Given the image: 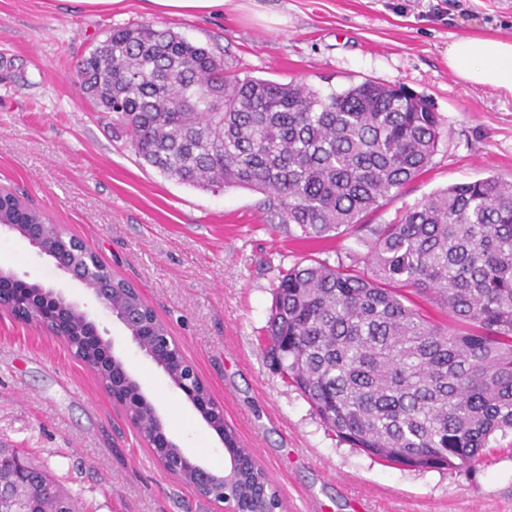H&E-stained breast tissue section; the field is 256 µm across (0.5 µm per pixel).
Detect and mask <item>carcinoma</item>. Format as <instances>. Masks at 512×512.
<instances>
[{"mask_svg":"<svg viewBox=\"0 0 512 512\" xmlns=\"http://www.w3.org/2000/svg\"><path fill=\"white\" fill-rule=\"evenodd\" d=\"M81 87L112 113L138 157L196 188L265 196L268 224L300 236H370L367 271L311 259L278 268L268 320L273 360L325 425L351 447L403 467L472 469L499 433L512 431V184L495 176L434 191L395 220L368 219L427 171L443 137L426 100L366 80L323 93L229 68L168 28H112L82 63ZM0 219L47 224L9 188ZM81 266L112 280L115 311L141 310L168 332L129 282L91 250ZM444 310L434 320L418 300ZM117 395L147 426L133 388ZM237 465L229 492L251 512L281 501L251 449L224 424ZM36 512L71 496L31 462L0 468Z\"/></svg>","mask_w":512,"mask_h":512,"instance_id":"cac0c4a2","label":"carcinoma"}]
</instances>
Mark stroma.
Returning <instances> with one entry per match:
<instances>
[{
	"instance_id": "1",
	"label": "stroma",
	"mask_w": 512,
	"mask_h": 512,
	"mask_svg": "<svg viewBox=\"0 0 512 512\" xmlns=\"http://www.w3.org/2000/svg\"><path fill=\"white\" fill-rule=\"evenodd\" d=\"M169 27L254 77L323 92L366 80L425 97L444 136L428 172L376 217L392 220L450 184L512 183V93L448 68L458 38L512 41V0H224L169 16L146 0H0V185L94 248L133 284L193 363L225 422L279 491L283 512H512V433L474 469H407L327 429L273 365L266 335L278 267L364 258L369 238L302 239L269 224L263 196L188 186L142 164L75 78L109 29ZM0 266L81 300L195 463L223 471L224 443L81 284L23 240ZM67 488L79 512H221L153 458L97 376L43 328L0 312V445Z\"/></svg>"
}]
</instances>
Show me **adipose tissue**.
Segmentation results:
<instances>
[{
    "label": "adipose tissue",
    "mask_w": 512,
    "mask_h": 512,
    "mask_svg": "<svg viewBox=\"0 0 512 512\" xmlns=\"http://www.w3.org/2000/svg\"><path fill=\"white\" fill-rule=\"evenodd\" d=\"M448 66L470 84L512 92V42L459 39L448 46Z\"/></svg>",
    "instance_id": "adipose-tissue-1"
}]
</instances>
